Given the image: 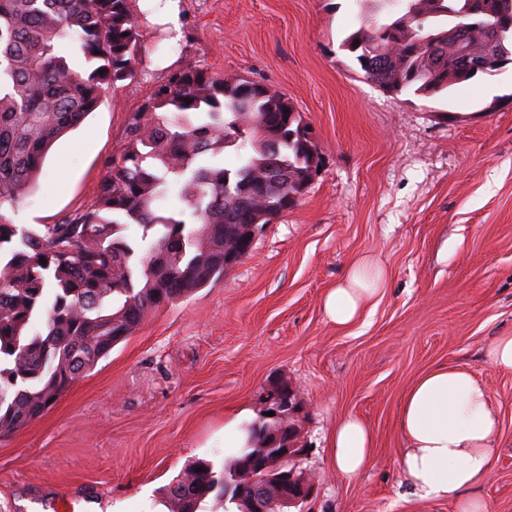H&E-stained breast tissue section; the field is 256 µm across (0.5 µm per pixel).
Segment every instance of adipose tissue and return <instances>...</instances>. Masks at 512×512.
Masks as SVG:
<instances>
[{"mask_svg": "<svg viewBox=\"0 0 512 512\" xmlns=\"http://www.w3.org/2000/svg\"><path fill=\"white\" fill-rule=\"evenodd\" d=\"M384 283L380 265L358 261L327 294L328 318L339 326L359 322ZM399 431L409 494L451 502L457 512H484L477 491L495 462L500 420L486 388L470 369L438 367L423 374L404 396ZM329 443L331 459L344 478H354L368 467L372 434L360 418L342 419Z\"/></svg>", "mask_w": 512, "mask_h": 512, "instance_id": "adipose-tissue-1", "label": "adipose tissue"}]
</instances>
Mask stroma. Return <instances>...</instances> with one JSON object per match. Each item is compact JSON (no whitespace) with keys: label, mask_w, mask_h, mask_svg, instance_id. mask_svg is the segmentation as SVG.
I'll list each match as a JSON object with an SVG mask.
<instances>
[{"label":"stroma","mask_w":512,"mask_h":512,"mask_svg":"<svg viewBox=\"0 0 512 512\" xmlns=\"http://www.w3.org/2000/svg\"><path fill=\"white\" fill-rule=\"evenodd\" d=\"M131 0L137 75L49 151L17 224H55L97 199L129 113L171 70L243 76L284 94L311 126L320 169L253 250L190 298L152 312L41 417L0 439V512H162L192 461L224 460V423L259 419L263 391L295 388L300 465L317 487L302 512H456L405 494L402 400L426 371L464 366L502 422L479 496L512 512V372L488 358L512 335V65L443 95L395 96L341 43L371 13L357 0H180V35ZM362 258L386 283L366 326L342 327L327 293ZM361 417L372 462L353 479L330 459L340 418Z\"/></svg>","instance_id":"1"}]
</instances>
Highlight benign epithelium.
Returning <instances> with one entry per match:
<instances>
[{"mask_svg": "<svg viewBox=\"0 0 512 512\" xmlns=\"http://www.w3.org/2000/svg\"><path fill=\"white\" fill-rule=\"evenodd\" d=\"M264 411L274 412L270 420L275 425L257 446L272 453L253 457L256 468L263 472L261 480L247 472L235 475V494L246 505V512H268L271 505L279 507L277 512H292L311 498L315 488L311 474L297 464L304 453L299 441L302 406L294 389L278 380L265 393Z\"/></svg>", "mask_w": 512, "mask_h": 512, "instance_id": "1", "label": "benign epithelium"}]
</instances>
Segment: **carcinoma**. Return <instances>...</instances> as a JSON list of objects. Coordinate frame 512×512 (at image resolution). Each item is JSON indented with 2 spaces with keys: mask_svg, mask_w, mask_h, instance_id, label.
<instances>
[{
  "mask_svg": "<svg viewBox=\"0 0 512 512\" xmlns=\"http://www.w3.org/2000/svg\"><path fill=\"white\" fill-rule=\"evenodd\" d=\"M392 2L390 21H362L343 45L362 75L385 91L435 96L475 78L459 58L512 62V0ZM505 38L478 31L464 45L448 40L471 7ZM71 43L91 63L73 69ZM141 57L130 0H0V438L45 413L83 372L128 337L154 310L222 278L225 225L264 223L284 213L289 181H307L316 142L284 95L254 82L179 70L130 114L120 155L109 163L95 204L57 224H15L8 217L34 193L44 159L61 136L94 112L104 91L133 79ZM228 145L244 150L232 171L215 161ZM192 221L164 216L157 204L171 185ZM142 229V247L123 234ZM46 259L40 264V259ZM264 422L248 427V447L215 468L201 459L169 485V512H203L224 492L232 469L256 451ZM203 471L198 472L196 468Z\"/></svg>",
  "mask_w": 512,
  "mask_h": 512,
  "instance_id": "carcinoma-1",
  "label": "carcinoma"
}]
</instances>
